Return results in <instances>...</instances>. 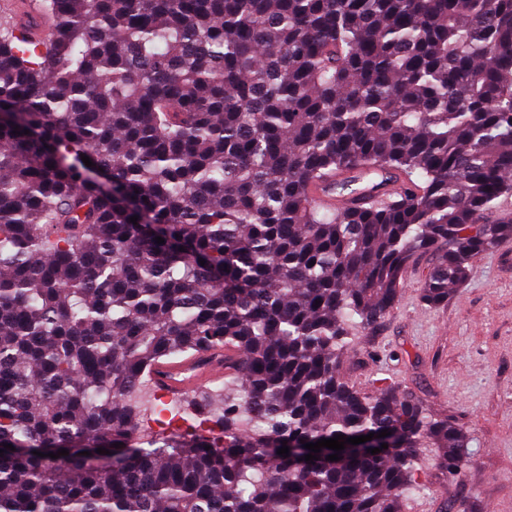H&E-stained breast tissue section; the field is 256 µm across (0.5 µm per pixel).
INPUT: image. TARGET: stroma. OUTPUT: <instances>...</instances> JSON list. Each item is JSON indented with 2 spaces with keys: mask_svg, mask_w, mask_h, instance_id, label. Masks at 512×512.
Masks as SVG:
<instances>
[{
  "mask_svg": "<svg viewBox=\"0 0 512 512\" xmlns=\"http://www.w3.org/2000/svg\"><path fill=\"white\" fill-rule=\"evenodd\" d=\"M425 274L410 267L383 323L353 330L343 373L368 395L387 380L472 437L454 476L423 454L404 512H512V239L477 256L443 306L421 301Z\"/></svg>",
  "mask_w": 512,
  "mask_h": 512,
  "instance_id": "1",
  "label": "stroma"
}]
</instances>
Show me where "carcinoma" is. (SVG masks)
<instances>
[{
  "label": "carcinoma",
  "instance_id": "cac0c4a2",
  "mask_svg": "<svg viewBox=\"0 0 512 512\" xmlns=\"http://www.w3.org/2000/svg\"><path fill=\"white\" fill-rule=\"evenodd\" d=\"M40 11L31 48L0 17V512H404L426 449L456 473L467 432L342 357L408 267L440 306L512 238L476 223L512 194V0ZM383 173L399 192L310 200ZM210 349L241 357L191 404L224 437L130 447L155 366ZM385 429L375 455L292 452Z\"/></svg>",
  "mask_w": 512,
  "mask_h": 512
}]
</instances>
